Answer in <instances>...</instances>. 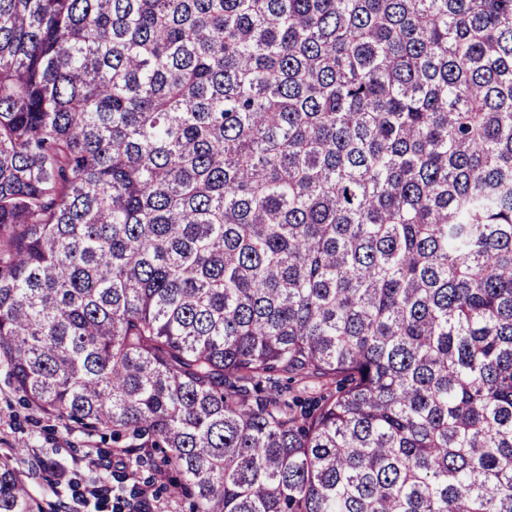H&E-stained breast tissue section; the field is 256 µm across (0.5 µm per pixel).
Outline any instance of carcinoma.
I'll return each instance as SVG.
<instances>
[{"instance_id":"obj_1","label":"carcinoma","mask_w":512,"mask_h":512,"mask_svg":"<svg viewBox=\"0 0 512 512\" xmlns=\"http://www.w3.org/2000/svg\"><path fill=\"white\" fill-rule=\"evenodd\" d=\"M0 370L116 512H512V0H0ZM174 474H170L172 477ZM170 477L168 474L159 480L154 486L150 487L155 496L150 493V511L151 512H188L189 501L179 495L172 494L171 488L169 487ZM167 486V490L161 489L157 492L156 489Z\"/></svg>"}]
</instances>
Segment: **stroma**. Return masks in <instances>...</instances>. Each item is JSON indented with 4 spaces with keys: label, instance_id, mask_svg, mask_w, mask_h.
<instances>
[{
    "label": "stroma",
    "instance_id": "obj_1",
    "mask_svg": "<svg viewBox=\"0 0 512 512\" xmlns=\"http://www.w3.org/2000/svg\"><path fill=\"white\" fill-rule=\"evenodd\" d=\"M22 449L15 466L28 477L41 503L77 498L76 479L92 471L120 470L117 456L105 454L98 437L79 426L63 429L18 403L0 372V456Z\"/></svg>",
    "mask_w": 512,
    "mask_h": 512
}]
</instances>
